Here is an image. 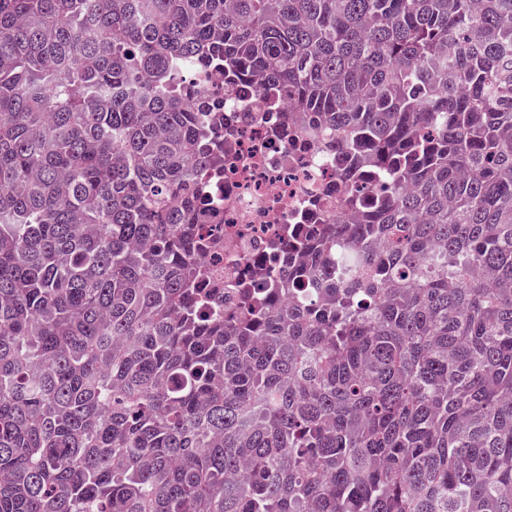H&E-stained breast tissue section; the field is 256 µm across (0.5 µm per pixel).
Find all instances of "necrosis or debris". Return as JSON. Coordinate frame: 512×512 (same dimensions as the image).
Instances as JSON below:
<instances>
[{
  "instance_id": "obj_1",
  "label": "necrosis or debris",
  "mask_w": 512,
  "mask_h": 512,
  "mask_svg": "<svg viewBox=\"0 0 512 512\" xmlns=\"http://www.w3.org/2000/svg\"><path fill=\"white\" fill-rule=\"evenodd\" d=\"M208 126L224 144V164L198 183L206 228L220 247L207 262L212 287L233 307L256 267L270 277L284 269L273 244L292 224L352 223L337 206L347 184L326 142L302 134L284 102L270 99L255 80L226 82L215 71Z\"/></svg>"
}]
</instances>
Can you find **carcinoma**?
<instances>
[{
    "label": "carcinoma",
    "instance_id": "carcinoma-1",
    "mask_svg": "<svg viewBox=\"0 0 512 512\" xmlns=\"http://www.w3.org/2000/svg\"><path fill=\"white\" fill-rule=\"evenodd\" d=\"M217 63L358 214L226 313ZM0 512H512V0H0Z\"/></svg>",
    "mask_w": 512,
    "mask_h": 512
}]
</instances>
